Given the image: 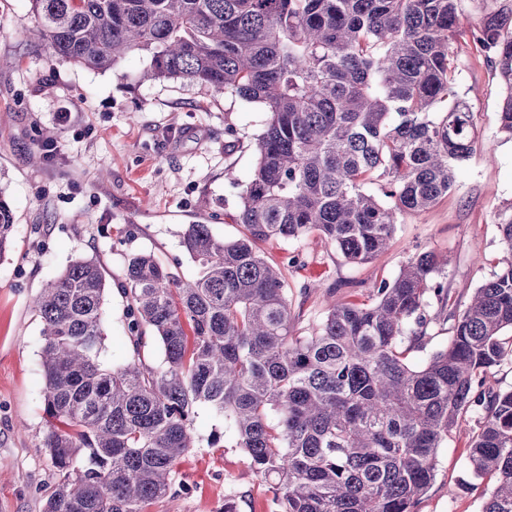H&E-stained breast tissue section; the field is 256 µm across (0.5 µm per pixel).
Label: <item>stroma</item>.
I'll return each instance as SVG.
<instances>
[{"mask_svg": "<svg viewBox=\"0 0 512 512\" xmlns=\"http://www.w3.org/2000/svg\"><path fill=\"white\" fill-rule=\"evenodd\" d=\"M459 10V88L479 138L454 189L426 211L400 213L389 248L365 264L347 263L313 235L265 245L288 282L295 333L311 331L334 302L367 300L374 284L424 250L447 258L445 280L461 307L496 271L498 216L512 205V141L499 133L503 88L468 47L481 11L475 0H461ZM31 23L29 0H0V56L18 61L0 69V188L14 214V245L0 258V512H44L56 482L42 446L41 324L32 299L71 261L99 263L110 286L100 360L122 364L130 355L120 289L126 255L153 252L190 277L195 267L180 245L186 225L237 238L265 119L258 107L199 84L141 81L149 63L142 54L107 71L50 55L26 41ZM46 131L56 150L30 163ZM215 425L200 409L194 446L176 467L177 495L149 512H224L228 499L238 512H271L274 488L241 449L209 447ZM438 460L416 512H481L485 487L472 474L465 436L451 434Z\"/></svg>", "mask_w": 512, "mask_h": 512, "instance_id": "35a3bbf8", "label": "stroma"}]
</instances>
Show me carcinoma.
Wrapping results in <instances>:
<instances>
[{
	"label": "carcinoma",
	"instance_id": "carcinoma-1",
	"mask_svg": "<svg viewBox=\"0 0 512 512\" xmlns=\"http://www.w3.org/2000/svg\"><path fill=\"white\" fill-rule=\"evenodd\" d=\"M460 0H31L27 37L107 70L130 51L142 78L200 83L265 113L241 195L245 233L189 224L181 277L147 251L127 255L121 291L132 352L100 361L108 284L76 259L32 299L42 328L47 428L57 471L44 512H146L172 490L201 407L223 423L275 512H414L438 450L464 427L469 464L512 512V389L490 384L512 360V213L499 216L501 268L450 312L448 347L421 366L428 297L448 309L447 261L408 259L373 302H337L293 334L288 283L259 243L311 233L346 262L384 252L397 215L448 195L477 139L458 91ZM470 41L502 82L499 132L512 138V0L484 11ZM14 215L0 188V257ZM163 361L141 358L145 334Z\"/></svg>",
	"mask_w": 512,
	"mask_h": 512
}]
</instances>
